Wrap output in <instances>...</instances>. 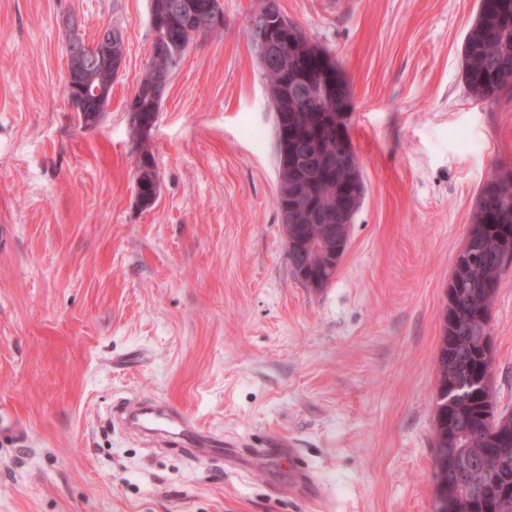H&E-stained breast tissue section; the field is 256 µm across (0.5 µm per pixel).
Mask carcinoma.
I'll list each match as a JSON object with an SVG mask.
<instances>
[{
	"mask_svg": "<svg viewBox=\"0 0 512 512\" xmlns=\"http://www.w3.org/2000/svg\"><path fill=\"white\" fill-rule=\"evenodd\" d=\"M217 0H151L154 22L152 55L140 79L131 108L140 124H155L171 73L198 38L219 32L208 15ZM288 39V59L267 62L261 40L269 30ZM248 35L267 79L274 112L288 113V122L275 125L279 187L276 205L288 208V263L306 284L329 285L337 274L327 256L343 247L331 225L344 200L360 208L365 185L360 169L340 170L322 162L349 127L337 116L336 96L322 98L306 86L336 90V80L350 84L329 50L311 42L288 20L278 0H259L249 21ZM464 85L477 100L490 102L512 77V0H480L479 11L462 46ZM78 81L64 80V92L76 112L99 121L105 104L82 96ZM138 202L149 207L159 192V175L151 155L135 166ZM512 267V185L504 189L493 179L482 187L463 247L457 254L442 315L446 343L440 346L441 383L467 390L436 417L434 460L460 449L455 469L433 471L436 484L454 486L466 478L481 479L476 512H512V411L500 412L492 395L479 384L491 381L493 347L482 344L490 324L502 274Z\"/></svg>",
	"mask_w": 512,
	"mask_h": 512,
	"instance_id": "cac0c4a2",
	"label": "carcinoma"
}]
</instances>
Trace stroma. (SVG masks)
Segmentation results:
<instances>
[{
    "label": "stroma",
    "mask_w": 512,
    "mask_h": 512,
    "mask_svg": "<svg viewBox=\"0 0 512 512\" xmlns=\"http://www.w3.org/2000/svg\"><path fill=\"white\" fill-rule=\"evenodd\" d=\"M258 0L183 57L148 136L126 104L149 61L151 0H0V512H432L442 312L478 193L512 170V88L462 79L479 0H279L352 82L366 186L335 279L288 264L275 113L252 48ZM120 27L99 123L62 90L69 30ZM160 193L141 207L135 163ZM491 386L512 410V270L492 309ZM163 398L241 438L186 457L108 410ZM285 439L314 472L292 495ZM135 189L138 202L143 207L152 206L159 192V175L153 158L142 154L135 166ZM1 435L23 446L27 440V426L12 411L0 408Z\"/></svg>",
    "instance_id": "obj_1"
}]
</instances>
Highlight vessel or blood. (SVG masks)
I'll return each instance as SVG.
<instances>
[{"mask_svg": "<svg viewBox=\"0 0 512 512\" xmlns=\"http://www.w3.org/2000/svg\"><path fill=\"white\" fill-rule=\"evenodd\" d=\"M113 411L131 432L159 448L173 446L195 457L200 449L220 444L216 437L200 435L190 417L170 402L124 399L114 405ZM1 435L21 445L27 440L24 422L5 408H0Z\"/></svg>", "mask_w": 512, "mask_h": 512, "instance_id": "1", "label": "vessel or blood"}]
</instances>
